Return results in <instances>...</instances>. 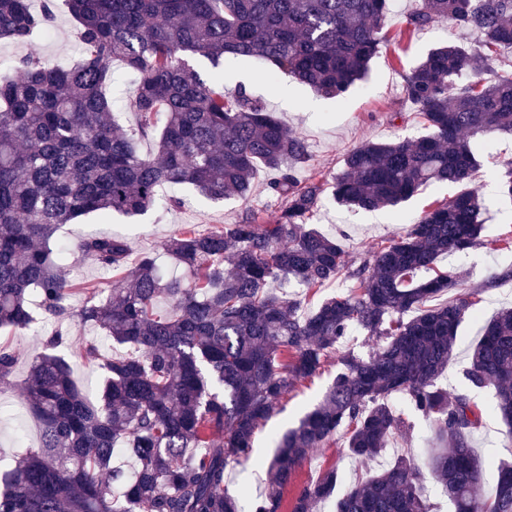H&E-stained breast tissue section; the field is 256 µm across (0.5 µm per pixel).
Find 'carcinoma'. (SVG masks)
Listing matches in <instances>:
<instances>
[{
  "label": "carcinoma",
  "mask_w": 512,
  "mask_h": 512,
  "mask_svg": "<svg viewBox=\"0 0 512 512\" xmlns=\"http://www.w3.org/2000/svg\"><path fill=\"white\" fill-rule=\"evenodd\" d=\"M65 2L81 59L60 67L26 56L20 79L0 80V327L26 331L69 314L67 250L55 245V233L81 216H142L165 185H190L213 202L246 200L260 167L281 208L268 221L246 209L205 234L176 232L166 248L181 277H163L150 254L129 261L120 236L79 244L77 253L121 271L107 294L91 289L80 320L132 353L109 358L93 344L80 350L103 371L93 404L71 361L55 353L62 333L46 338L23 385L42 440L0 470V512H239L238 498L225 490L227 468L252 459L256 431L354 327L375 338L372 353L338 356L322 401L277 434L272 458L255 460L267 485L252 512H282L283 493L308 454L341 430L351 457L384 453L403 428L388 404L395 392L433 420L443 447L424 467L401 454L355 480L336 512H434L430 483L453 512H512V463H500L485 487L471 445L484 410L437 384L470 294L432 304L462 282L453 270H437L439 259L481 243L483 203L471 187L481 160L472 143L512 136V77L471 76L498 47H512V0H419L408 16V35L444 19L480 32L482 42L427 52L405 79L426 133L351 150L331 196L377 210L397 208L427 185L456 191L356 260L309 227L324 187L297 179L296 165L309 160L306 140L245 87L229 93L192 61L203 57L217 68L228 58L255 59L273 76L342 99L386 41L388 0ZM54 8L53 0L39 10L31 0H0V40L29 42L50 27ZM115 60L138 76L129 132L107 94ZM142 138L154 140L152 153L140 151ZM342 278L354 292L308 313L273 288L292 280L320 288ZM162 299L167 313L158 310ZM14 365V352L1 346L0 379ZM465 378L475 389H494L490 410L512 427V309L481 325ZM119 450L137 464L132 481L113 463ZM338 482L337 469H327L300 489L290 512H314Z\"/></svg>",
  "instance_id": "obj_1"
}]
</instances>
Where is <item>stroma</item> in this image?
<instances>
[{
	"label": "stroma",
	"mask_w": 512,
	"mask_h": 512,
	"mask_svg": "<svg viewBox=\"0 0 512 512\" xmlns=\"http://www.w3.org/2000/svg\"><path fill=\"white\" fill-rule=\"evenodd\" d=\"M417 5L418 0H390L388 27L393 39L373 59L366 80L341 101L317 96L284 74L270 78L259 61L225 62L224 85L227 89L245 85L267 101L280 121L305 138L310 159L297 167L299 180L316 176L324 184H331L342 171L344 155L355 147L368 141H390L423 134L424 128L417 122L414 106L405 93L406 74L429 49L451 39L472 43L476 36L438 21L413 38L400 37L399 32L405 28L407 16ZM31 54L58 64H70L78 59L76 23L65 5H58L48 33L38 35L27 44L0 45V78H19L18 62ZM490 143V155L485 158L472 183L485 205L483 243L466 253L439 260L442 268L464 271L468 288L476 292L472 314L459 328L458 344L439 384L469 393L471 399L486 411L481 427L472 435V446L483 462V482L487 485L493 483L497 476L496 461L512 458V449L506 445L508 438L512 437V429L500 417L489 412L494 401L493 389L469 388L464 377L469 365V349L478 339L480 325L502 309L512 307V281L493 288L486 285L499 267L512 265V250H502L495 245L496 239L512 237V202L505 200L499 192L501 163L512 160V136L495 135ZM453 192V187L445 184L427 186L399 208L371 212L349 210L326 196L310 223L322 234L336 239L356 258L374 250L387 239L404 234L424 210L446 200ZM161 195L162 203L143 216L128 218L113 214L104 218L90 214L60 227L57 242L71 251L66 270L74 285L70 297L73 309H80L87 289L104 290L120 278L118 272L74 255L73 250L82 239L102 235L124 236L133 254L156 256L161 269L172 274L176 266L165 250V243L177 230L186 228L204 233L234 222L247 208L258 210L269 218L275 217L278 210L276 199L261 188L247 200L232 199L220 203L208 201L188 185L163 187ZM55 329L64 335V344L59 352L73 359L74 377L83 395L89 402L98 400L102 372L96 364L79 360L77 354L89 341L98 342L101 349H108L109 343L103 332L82 324L75 316L43 323L38 329L25 333L0 329V345L9 346L16 354L11 376L0 380V458L8 459L18 453V430H26L27 447H37L40 442V425L22 393L21 384L31 362L42 352L45 338ZM336 370L335 360H328L320 375L297 385L282 402L273 419L274 425L281 430L292 426L318 404L332 383ZM389 403L408 423L402 435L391 439L390 452H409L420 462H427L431 449L436 445L432 420L415 412L403 395H391ZM333 465L338 467L340 486L345 489L366 471L378 469L380 463L351 459L343 436H336L325 447L309 453L294 482L284 492L285 502H292L303 486L316 483ZM264 486L265 474L253 462L230 465L226 488L230 493L241 494L242 512H251V498L263 491Z\"/></svg>",
	"instance_id": "1"
}]
</instances>
